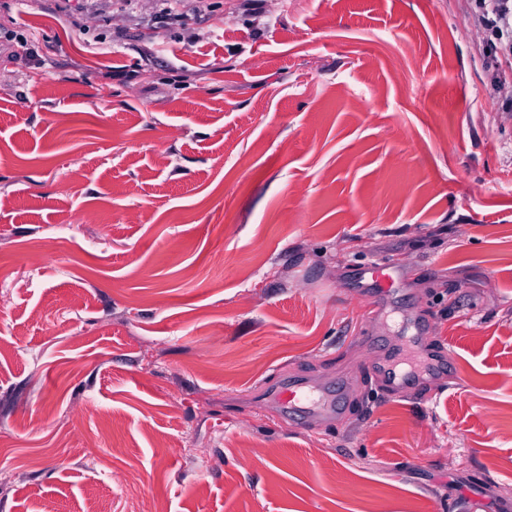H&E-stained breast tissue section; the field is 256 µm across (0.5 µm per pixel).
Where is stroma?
Listing matches in <instances>:
<instances>
[{"instance_id":"35a3bbf8","label":"stroma","mask_w":512,"mask_h":512,"mask_svg":"<svg viewBox=\"0 0 512 512\" xmlns=\"http://www.w3.org/2000/svg\"><path fill=\"white\" fill-rule=\"evenodd\" d=\"M473 7L0 0V512H512V104ZM415 334L403 393L356 372ZM345 374L329 418L268 400Z\"/></svg>"}]
</instances>
